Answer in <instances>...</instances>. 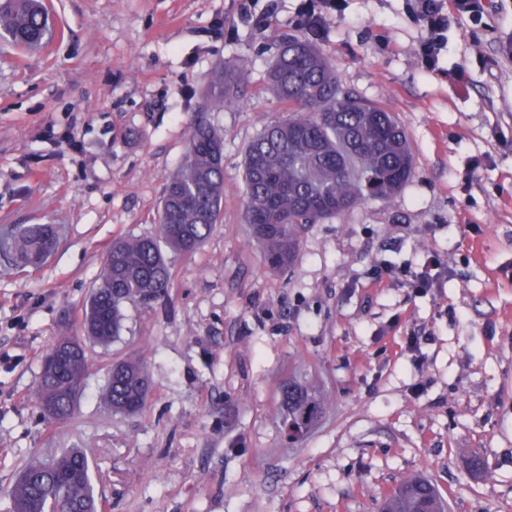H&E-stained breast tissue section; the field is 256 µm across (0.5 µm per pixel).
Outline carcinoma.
Returning <instances> with one entry per match:
<instances>
[{
    "label": "carcinoma",
    "instance_id": "carcinoma-1",
    "mask_svg": "<svg viewBox=\"0 0 512 512\" xmlns=\"http://www.w3.org/2000/svg\"><path fill=\"white\" fill-rule=\"evenodd\" d=\"M0 30L28 51L48 42L45 7L40 0H0ZM244 77L219 67L211 101L233 97ZM269 91L288 106V115L271 122L245 149L244 223L273 269L291 263L301 228L338 216L372 198L387 199L411 177L413 158L407 135L395 116L344 89L332 64L313 38L286 37L267 77ZM224 196V137L202 121L192 125L183 161L167 183L155 238H119L107 253V276L92 292L81 328L83 335L108 345L121 330L122 307L150 305L168 295L171 272L163 248L190 254L219 223ZM43 225L17 233L7 250L34 265L46 257ZM63 369L42 363L37 398L54 403L48 417L65 423L84 387L88 369L84 342ZM149 380L136 357L114 362L104 400L114 413L137 414L146 406ZM285 422L307 430L324 412L326 401L295 382L281 386ZM445 512L436 489L426 480L405 479L383 502L381 512ZM10 512H104L88 455L70 448L51 457H33L23 466L10 495Z\"/></svg>",
    "mask_w": 512,
    "mask_h": 512
}]
</instances>
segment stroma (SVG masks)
<instances>
[{"mask_svg": "<svg viewBox=\"0 0 512 512\" xmlns=\"http://www.w3.org/2000/svg\"><path fill=\"white\" fill-rule=\"evenodd\" d=\"M54 38L0 37V239L52 224L39 267L0 255V512L27 459L79 448L107 512H379L407 476L448 512H512V0L452 18L439 60L413 0H344L316 43L336 76L392 112L414 172L391 198L307 225L269 268L243 222V159L285 106L266 90L304 0H43ZM242 72L212 107L213 71ZM224 136L221 222L170 254L168 297L126 304L119 337L88 345L74 415L36 397L55 337L78 332L114 239L157 232L164 188L196 120ZM448 261L416 293L381 266ZM425 335L416 350L408 334ZM141 358L144 410L112 413V362ZM314 382L322 419L288 442L278 388ZM483 465L474 469L472 456Z\"/></svg>", "mask_w": 512, "mask_h": 512, "instance_id": "35a3bbf8", "label": "stroma"}]
</instances>
